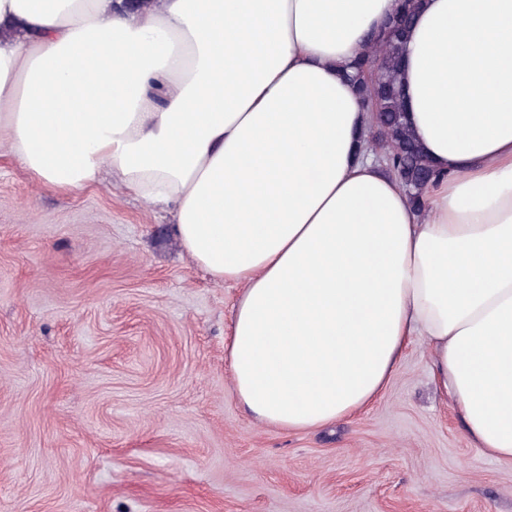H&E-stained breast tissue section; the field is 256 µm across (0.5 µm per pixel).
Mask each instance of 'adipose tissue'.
<instances>
[{"mask_svg":"<svg viewBox=\"0 0 512 512\" xmlns=\"http://www.w3.org/2000/svg\"><path fill=\"white\" fill-rule=\"evenodd\" d=\"M414 208L361 156L345 67L398 0H0V133L39 185L109 172L240 284L233 395L308 430L372 402L412 337L468 439L512 463V0H419Z\"/></svg>","mask_w":512,"mask_h":512,"instance_id":"obj_1","label":"adipose tissue"}]
</instances>
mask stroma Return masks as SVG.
<instances>
[{
    "label": "stroma",
    "instance_id": "35a3bbf8",
    "mask_svg": "<svg viewBox=\"0 0 512 512\" xmlns=\"http://www.w3.org/2000/svg\"><path fill=\"white\" fill-rule=\"evenodd\" d=\"M239 292L109 176L41 189L0 147V512H512L423 340L367 408L260 424L226 360Z\"/></svg>",
    "mask_w": 512,
    "mask_h": 512
}]
</instances>
